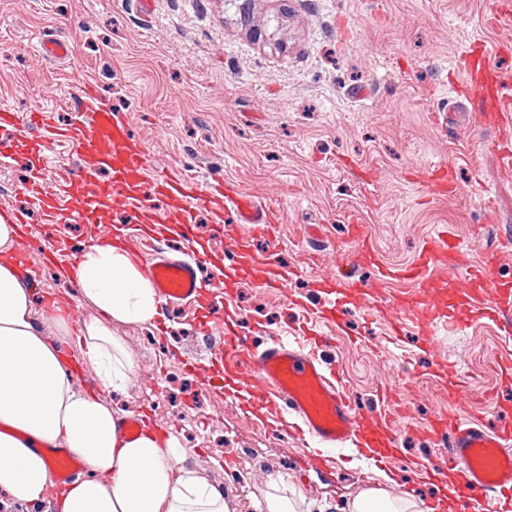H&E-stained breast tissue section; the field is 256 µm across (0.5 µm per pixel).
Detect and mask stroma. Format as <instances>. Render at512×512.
I'll list each match as a JSON object with an SVG mask.
<instances>
[{"mask_svg": "<svg viewBox=\"0 0 512 512\" xmlns=\"http://www.w3.org/2000/svg\"><path fill=\"white\" fill-rule=\"evenodd\" d=\"M488 0H253L242 15L236 0H0V108L26 116L53 112L71 123L84 83L100 103L125 118L158 169L180 168L200 186L212 175L236 184L279 211L276 238L257 241L294 268L286 287H255L240 275L239 252L213 232L210 211L195 217L206 251L200 275L224 294L225 319L249 347L291 331L305 311L327 296L323 278L355 253L349 225L366 228L377 265L361 264L355 277L376 279L379 266L416 263L425 239L448 227L472 258L512 234V182L497 166L494 130L449 129L442 109L462 111L469 51L497 47L494 72L512 78V29L494 26ZM68 39L72 54L44 56L40 40ZM55 188L83 211L93 188L75 176L80 157L60 144L44 152ZM31 168L26 149L0 163L9 203L28 216L30 234L18 239L39 283L34 314L51 306L94 311L79 299L60 264L45 260L38 242L56 238L69 257L91 245L101 229L119 230L136 247L132 226L167 207L146 191L140 212L100 210L91 221L49 226L22 190ZM227 272L213 277V263ZM435 304L457 327L422 341L411 314L412 284L374 289L381 316L366 319L360 294L344 300L345 326L323 348L325 364L342 366L345 384L363 415L387 411L398 425V463L340 453L332 479L303 471L300 439L284 436L254 410L240 390L224 384V367L210 363L198 320L165 310L153 326L113 324L133 358L126 388L98 389L118 417L144 416L185 448L184 467L222 488L229 512H264L270 480L300 495L301 512H348L360 493L385 488L414 496L430 512L440 495L416 476L435 444L422 429L458 407L512 422V389L502 379L512 349L489 311L461 302L464 274L436 272ZM396 401L386 404L383 395ZM395 471L386 485L381 470Z\"/></svg>", "mask_w": 512, "mask_h": 512, "instance_id": "35a3bbf8", "label": "stroma"}]
</instances>
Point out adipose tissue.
<instances>
[{
    "label": "adipose tissue",
    "mask_w": 512,
    "mask_h": 512,
    "mask_svg": "<svg viewBox=\"0 0 512 512\" xmlns=\"http://www.w3.org/2000/svg\"><path fill=\"white\" fill-rule=\"evenodd\" d=\"M67 275L97 312L76 333L71 316L58 308L35 322L20 269L0 263V495L43 500L55 485L45 451L62 447L85 461L88 473L59 493L57 512H228L223 491L183 467L185 452L175 438L149 429L120 435L111 405L77 387L60 351L76 339L99 384L124 389L133 362L112 326L161 318L147 275L116 241L89 245ZM46 324L53 336L43 334Z\"/></svg>",
    "instance_id": "1"
}]
</instances>
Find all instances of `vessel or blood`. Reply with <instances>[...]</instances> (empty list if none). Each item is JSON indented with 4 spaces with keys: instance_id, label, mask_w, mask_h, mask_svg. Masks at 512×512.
<instances>
[{
    "instance_id": "b4317fda",
    "label": "vessel or blood",
    "mask_w": 512,
    "mask_h": 512,
    "mask_svg": "<svg viewBox=\"0 0 512 512\" xmlns=\"http://www.w3.org/2000/svg\"><path fill=\"white\" fill-rule=\"evenodd\" d=\"M505 88L502 82L492 90L475 88L478 104L467 113L471 127H480L489 118L498 128L512 131V98L505 96ZM80 98L83 109L68 127H56L47 110L29 113L23 119L4 110L0 112V125L11 126L21 134L38 128L48 133L52 141L72 145L82 160V179L94 186L86 203L88 210L103 206L120 211L141 208L144 188L149 185L170 202L166 210L153 217L152 233L192 237L195 214L203 208L216 214L234 211L237 223L245 227L239 235V248H247L251 240L261 236L274 237L278 227L274 210L255 203L246 191L226 188L220 180L204 190L181 172L155 173L147 148L132 135L129 126L113 113L96 107L92 85L83 86ZM103 169L111 171L110 182H97L96 176ZM25 191L49 223L64 224L73 219L74 212L66 199L48 188L44 161L34 164ZM354 236L362 241L360 249L353 260L347 261L342 277L327 281L330 298L323 310L308 313L301 339L275 336L263 349L252 350L228 329L212 350L213 357L224 364L225 379L251 384L257 408L282 423L291 415L302 420V437L323 449L321 455L310 460L311 466L323 474L333 470V450L351 446L364 453L373 449L377 430L386 421L381 415L371 422L358 413L334 369L325 367L319 354V325L326 322L328 314L340 311L338 293L351 287V269L373 255L371 244L362 239V226H355ZM462 250L458 236L442 228L427 238L418 265L390 274L394 280L417 281L419 302L414 317L422 336H435L448 326L445 313L433 300L438 281L427 276L426 271L443 265L456 269ZM144 266L167 304H201L208 318L222 320L224 303L218 294L208 292L199 279L196 260L173 258L158 249L145 259ZM253 267L263 288L284 287L290 275L289 269L268 258L254 262ZM425 432L436 442L447 443V451L437 456L431 468L436 471L455 465L465 512H508L507 500L512 497L511 427L490 420L477 422L452 412L430 421ZM47 454L61 484H70L86 468L66 449L51 448Z\"/></svg>"
}]
</instances>
